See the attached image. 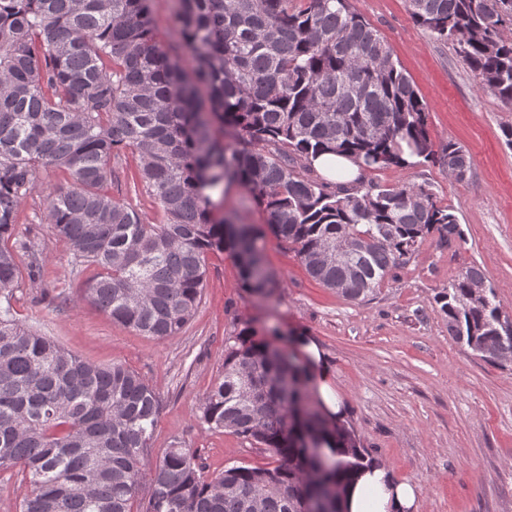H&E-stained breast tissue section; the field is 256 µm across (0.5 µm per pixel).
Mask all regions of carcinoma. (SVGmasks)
<instances>
[{"label":"carcinoma","mask_w":512,"mask_h":512,"mask_svg":"<svg viewBox=\"0 0 512 512\" xmlns=\"http://www.w3.org/2000/svg\"><path fill=\"white\" fill-rule=\"evenodd\" d=\"M152 0H0V471L30 486L21 512H338L337 492L366 456L346 427L328 429L310 376L273 340L248 329L224 346V372L199 421L266 448L274 465L208 473L184 445L141 478L161 399L122 363L97 365L12 313L22 279L16 216L37 174H67L44 200L75 261L96 267L84 299L156 339L192 320L207 255L228 252L243 286L275 281L263 242L292 247L309 275L352 300L380 287L458 220L422 186L346 184L318 174L324 151L360 171L437 161L453 176L471 158L434 150L428 107L383 37L348 0H173L172 55L156 41ZM413 20L453 41L481 89L512 106V0H408ZM138 157L134 176L112 161ZM133 182L154 199L157 224L112 195ZM239 185L264 224L217 218L214 196ZM348 256L336 261L338 246ZM486 274L470 267L438 291L448 334L475 355L512 361V319Z\"/></svg>","instance_id":"obj_1"}]
</instances>
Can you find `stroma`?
Returning a JSON list of instances; mask_svg holds the SVG:
<instances>
[{
  "mask_svg": "<svg viewBox=\"0 0 512 512\" xmlns=\"http://www.w3.org/2000/svg\"><path fill=\"white\" fill-rule=\"evenodd\" d=\"M350 5L378 30L427 103L435 144L457 143L471 157L460 181L435 162L368 171L364 180L431 189L458 219L460 236L452 245L428 236L375 293L359 300L323 287L271 236L263 254L278 287L268 298L244 288L229 253L214 252L190 325L157 340L83 300L95 269L75 264L45 218L43 201L62 175L43 171L18 209L19 236L36 241L42 254L33 276L23 277L15 291L13 314L87 361L120 362L142 375L162 401L152 456L179 440L197 449L212 471L273 461L266 449L198 420L200 400L224 370L227 339L251 326L302 362L295 339L313 337L333 368L346 424L367 456L421 487L419 512H512V363H487L456 342L435 301L450 279L476 266L512 316V147L503 135L512 126V107L479 88L458 45L437 41L418 25L408 0Z\"/></svg>",
  "mask_w": 512,
  "mask_h": 512,
  "instance_id": "1",
  "label": "stroma"
}]
</instances>
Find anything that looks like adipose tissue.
Listing matches in <instances>:
<instances>
[{"instance_id": "obj_1", "label": "adipose tissue", "mask_w": 512, "mask_h": 512, "mask_svg": "<svg viewBox=\"0 0 512 512\" xmlns=\"http://www.w3.org/2000/svg\"><path fill=\"white\" fill-rule=\"evenodd\" d=\"M298 342L308 359V371L317 386L325 419L328 424H340L343 409L330 383L331 367L314 340L302 336ZM420 497V487L398 481L389 466L375 461L352 476L343 507L345 512H418Z\"/></svg>"}]
</instances>
